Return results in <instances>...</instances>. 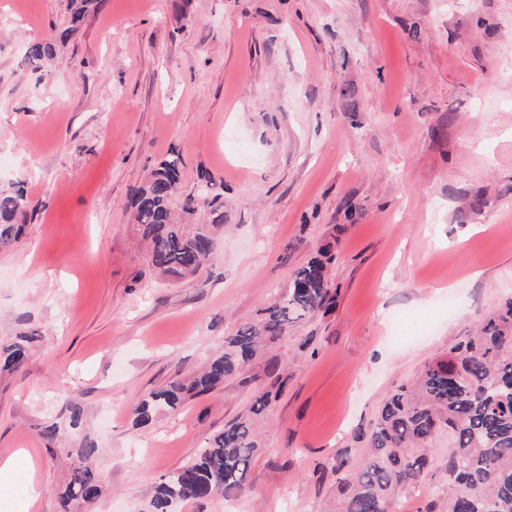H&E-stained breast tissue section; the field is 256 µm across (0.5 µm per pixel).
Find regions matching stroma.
I'll return each mask as SVG.
<instances>
[{
	"label": "stroma",
	"instance_id": "stroma-1",
	"mask_svg": "<svg viewBox=\"0 0 512 512\" xmlns=\"http://www.w3.org/2000/svg\"><path fill=\"white\" fill-rule=\"evenodd\" d=\"M67 25V0H0V177L35 208L0 252V341L37 336L0 373V458L32 462L30 512H61L94 443L92 512H145L273 391L247 491L175 512H323L387 395L512 296V0H98L47 73L23 63ZM172 151L174 207L204 173L224 196L215 258L181 282L140 256L128 206ZM325 247L328 313L136 424ZM426 315L431 337L390 343ZM96 448L94 444H86L79 448L77 460L71 463V474L67 485L60 495L64 507L70 504L76 506H91L95 504L102 495L100 482L88 461L94 455Z\"/></svg>",
	"mask_w": 512,
	"mask_h": 512
}]
</instances>
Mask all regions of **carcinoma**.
<instances>
[{"mask_svg": "<svg viewBox=\"0 0 512 512\" xmlns=\"http://www.w3.org/2000/svg\"><path fill=\"white\" fill-rule=\"evenodd\" d=\"M96 0H68L70 25L56 39L30 42L23 61L32 70L45 68L60 46L77 30ZM183 161L172 151L131 191L137 233L146 242L145 259L162 277L186 278L212 259L216 233L224 224V198L202 190L185 200L183 219L171 208L182 179ZM31 203L19 181H0V250L18 242ZM330 258L314 257L294 272L287 295L259 310L256 322L224 338V350L187 381L150 392L134 410L142 424L160 411L174 412L186 395L209 393L224 379L262 354L288 325L328 308L333 285ZM33 335H20L0 347V368L12 371L24 362ZM272 402L259 395L249 414L224 425L210 445L171 472L157 488L147 512H173L181 502L235 498L262 448L256 419ZM448 433L444 472L448 475L447 512H512V299L475 333L424 364L417 380L391 392L381 405L359 459L345 449L336 457L338 512H396L399 492L415 489L433 470L432 447ZM96 448L77 452L60 495L63 506H91L102 495L88 461Z\"/></svg>", "mask_w": 512, "mask_h": 512, "instance_id": "obj_1", "label": "carcinoma"}]
</instances>
